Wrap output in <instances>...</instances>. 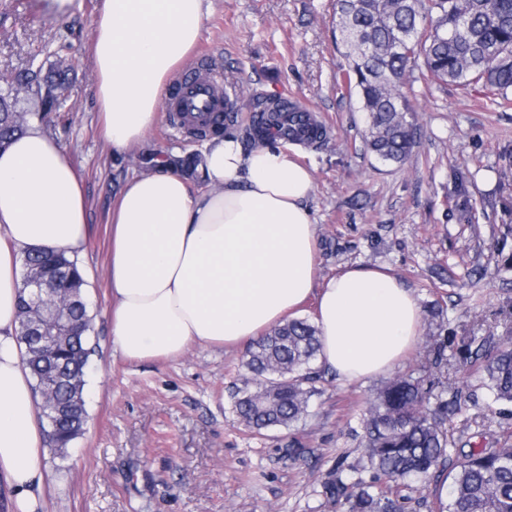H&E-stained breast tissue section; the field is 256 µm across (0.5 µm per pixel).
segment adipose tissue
Listing matches in <instances>:
<instances>
[{
    "label": "adipose tissue",
    "mask_w": 512,
    "mask_h": 512,
    "mask_svg": "<svg viewBox=\"0 0 512 512\" xmlns=\"http://www.w3.org/2000/svg\"><path fill=\"white\" fill-rule=\"evenodd\" d=\"M206 0H103L92 58L103 131L113 149L138 145L168 81L199 41ZM207 180L193 189L161 161L127 179L112 204V343L128 361L175 359L193 346L240 347L314 300L318 363L345 382L393 370L421 335L413 290L384 267L318 276L311 172L271 140L234 134L203 144ZM87 232L84 192L38 122L0 151V475L16 512H35L42 437L22 361V260L74 250Z\"/></svg>",
    "instance_id": "obj_1"
}]
</instances>
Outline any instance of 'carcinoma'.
<instances>
[{
    "label": "carcinoma",
    "instance_id": "obj_1",
    "mask_svg": "<svg viewBox=\"0 0 512 512\" xmlns=\"http://www.w3.org/2000/svg\"><path fill=\"white\" fill-rule=\"evenodd\" d=\"M336 29L345 48L347 67L342 81L366 114V142L381 161L402 164L415 144L416 111L403 92L407 72L419 69L435 81L466 88L483 84L492 95L509 102L512 90V0H337ZM68 79L64 69L44 77L32 73L17 81L36 85L40 109L60 104ZM16 102L0 93V149L26 126L15 117ZM271 125L294 111L284 101L268 100ZM48 257L66 268L69 285L52 290L53 308L76 320L89 321L84 299L87 285L78 259L66 251ZM60 349L67 369L53 397L41 403V417L54 420L47 438L52 450H65L84 430L85 369L91 353L89 335L66 336ZM319 351L316 328L293 320L261 337L244 366L254 389L235 396L244 424L256 431L291 428L310 413L317 393L318 371L311 367ZM486 387L496 401L512 403V336L489 348L480 347ZM25 363L32 377L49 367L45 352L28 345ZM422 381L400 375L375 393L364 416L369 481L324 483L325 494L342 512H410V497L399 486L451 480L448 498L437 497L435 512H512V443L482 448L448 464V405L432 411L425 406Z\"/></svg>",
    "mask_w": 512,
    "mask_h": 512
}]
</instances>
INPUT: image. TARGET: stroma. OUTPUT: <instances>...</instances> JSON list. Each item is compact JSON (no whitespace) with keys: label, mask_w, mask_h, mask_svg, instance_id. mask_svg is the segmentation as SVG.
I'll return each instance as SVG.
<instances>
[{"label":"stroma","mask_w":512,"mask_h":512,"mask_svg":"<svg viewBox=\"0 0 512 512\" xmlns=\"http://www.w3.org/2000/svg\"><path fill=\"white\" fill-rule=\"evenodd\" d=\"M335 4L210 0L196 51L216 62L243 108L258 93L325 119L323 141L284 146L314 177L319 276L385 265L412 288L422 336L398 373L424 379L430 406L447 403L449 459L463 447H496L512 436V404L482 385L475 350L512 336V104L497 106L479 84L410 73L404 92L418 110L416 145L404 164L379 161L341 81ZM100 5L10 0L0 8V74L45 72L62 60L71 67L65 102L40 124L75 170L87 210L77 251L93 319L87 423L66 457L43 447L36 512H338L323 484L337 465L362 461V415L381 378L322 377L304 422L258 433L233 408L247 377L245 348L194 346L174 360L132 363L112 343V202L154 160L199 153L202 143L174 132L163 111L139 146L116 151L105 140L90 55Z\"/></svg>","instance_id":"35a3bbf8"}]
</instances>
